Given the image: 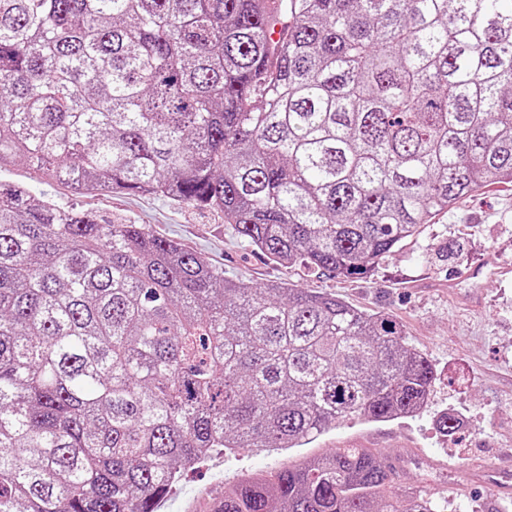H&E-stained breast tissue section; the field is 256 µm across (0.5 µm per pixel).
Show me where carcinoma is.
<instances>
[{
    "label": "carcinoma",
    "instance_id": "obj_1",
    "mask_svg": "<svg viewBox=\"0 0 512 512\" xmlns=\"http://www.w3.org/2000/svg\"><path fill=\"white\" fill-rule=\"evenodd\" d=\"M0 0V168L219 211L275 261L367 274L512 184V0ZM385 314L224 279L142 224L0 180V512H154L213 448H299L421 410ZM334 448L220 512H445Z\"/></svg>",
    "mask_w": 512,
    "mask_h": 512
}]
</instances>
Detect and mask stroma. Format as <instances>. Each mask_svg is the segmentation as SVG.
<instances>
[{"label": "stroma", "mask_w": 512, "mask_h": 512, "mask_svg": "<svg viewBox=\"0 0 512 512\" xmlns=\"http://www.w3.org/2000/svg\"><path fill=\"white\" fill-rule=\"evenodd\" d=\"M0 178L26 184L36 197L93 212L104 224H143L158 237L200 254L225 278L256 287L284 283L331 293L368 314L386 313L409 345L433 364L435 379L421 414L387 422L352 417L309 445L289 450L214 451L186 471L161 503L162 512H210L226 483L274 471L288 460L328 448H376L405 462L391 476L401 496L425 485L447 497L448 512H512V490L490 501L479 478L512 462V274L497 272L512 259V184L482 188L439 213L362 278L315 274L281 265L248 247L223 214L163 197L106 190L80 194L62 181H45L17 161ZM485 267L476 282L468 268ZM455 415V433L440 432L443 413ZM469 482L465 497L450 486Z\"/></svg>", "instance_id": "35a3bbf8"}]
</instances>
